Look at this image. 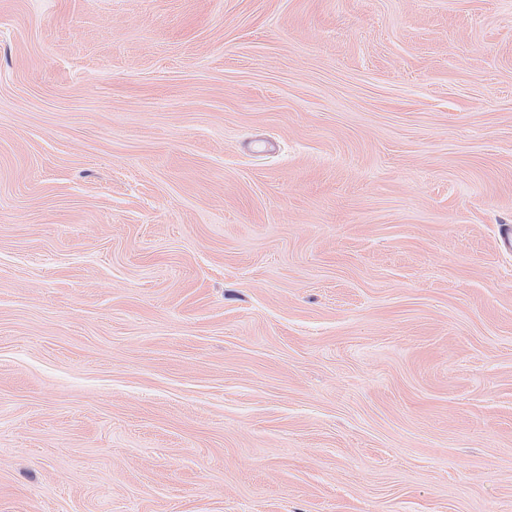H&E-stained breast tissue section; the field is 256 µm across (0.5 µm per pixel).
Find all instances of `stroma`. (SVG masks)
Returning a JSON list of instances; mask_svg holds the SVG:
<instances>
[{
	"instance_id": "obj_1",
	"label": "stroma",
	"mask_w": 512,
	"mask_h": 512,
	"mask_svg": "<svg viewBox=\"0 0 512 512\" xmlns=\"http://www.w3.org/2000/svg\"><path fill=\"white\" fill-rule=\"evenodd\" d=\"M512 0H0V512H512Z\"/></svg>"
}]
</instances>
